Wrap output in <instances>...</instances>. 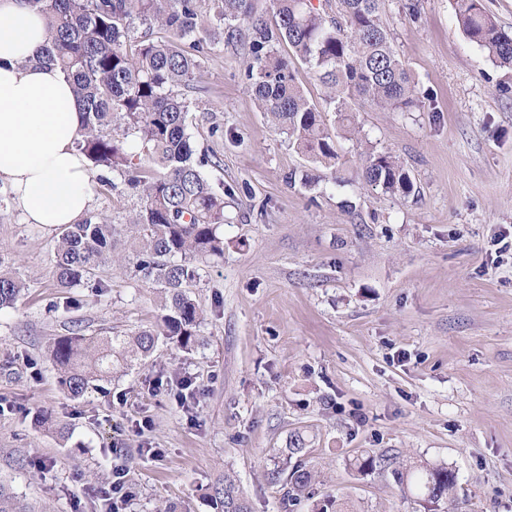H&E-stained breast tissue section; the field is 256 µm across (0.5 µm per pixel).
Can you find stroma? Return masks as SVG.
Masks as SVG:
<instances>
[{
	"label": "stroma",
	"mask_w": 512,
	"mask_h": 512,
	"mask_svg": "<svg viewBox=\"0 0 512 512\" xmlns=\"http://www.w3.org/2000/svg\"><path fill=\"white\" fill-rule=\"evenodd\" d=\"M415 2L417 15L406 4ZM393 46L422 108L357 106L363 142L337 138L341 183L289 185L314 172L258 112L233 40L202 60L189 132L224 190V256L189 291L206 344L159 342L107 397L65 398L47 345L69 329L131 333L157 296L119 246L103 292L56 288V231L0 211V258L25 294L0 310V481L41 512H106L115 469L130 512H214L234 473L252 512H311L328 493L352 512H412L388 473L357 475L366 450L444 461L454 512H512V71L458 28L453 0H383ZM398 156L417 185L403 198L357 175L365 145ZM196 393L179 401L175 378ZM55 411L59 438L37 423ZM312 500L289 508L273 480L295 433Z\"/></svg>",
	"instance_id": "1"
}]
</instances>
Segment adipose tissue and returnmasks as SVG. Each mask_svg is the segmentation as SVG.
Listing matches in <instances>:
<instances>
[{
    "label": "adipose tissue",
    "mask_w": 512,
    "mask_h": 512,
    "mask_svg": "<svg viewBox=\"0 0 512 512\" xmlns=\"http://www.w3.org/2000/svg\"><path fill=\"white\" fill-rule=\"evenodd\" d=\"M45 42V19L27 0H0V179L27 223L57 230L89 212L92 177L72 86L35 61Z\"/></svg>",
    "instance_id": "adipose-tissue-1"
}]
</instances>
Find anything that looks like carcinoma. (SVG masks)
I'll return each instance as SVG.
<instances>
[{
	"label": "carcinoma",
	"mask_w": 512,
	"mask_h": 512,
	"mask_svg": "<svg viewBox=\"0 0 512 512\" xmlns=\"http://www.w3.org/2000/svg\"><path fill=\"white\" fill-rule=\"evenodd\" d=\"M381 0H27L44 15L48 41L37 60L55 65L72 83L85 112L77 141L101 186L138 198L126 223L135 237L137 271L157 286L161 315L151 326L123 336H87L79 330L57 337L48 357L70 400L104 394L106 384L131 362L151 355L163 336L190 354L204 346L202 310L188 288L198 264L224 255V194L217 192L194 161L188 132L194 84L203 55L246 27L250 56L244 76L260 111L300 153L330 170L337 180L335 135L324 113L294 82L278 46L286 42L326 88V104L337 128L358 137L352 104L367 102L385 112H409L421 104L416 82L393 48L380 16ZM462 31L483 47L497 66L512 70V35L489 16L482 0H456ZM164 35L157 36L155 32ZM358 176L372 190L408 197L417 191L410 171L392 153L365 151ZM118 229L90 212L62 229L54 246L53 278L61 289L89 280L114 257ZM24 283L0 259V310L19 300ZM38 423L68 435V424L45 410ZM368 475L389 472L403 496L423 512H440L456 490L455 471L446 463L420 460L406 465L387 454H367L352 463ZM312 473L295 463L286 477L288 502L308 496ZM216 512H251L236 479L224 474L213 488ZM0 512H38L0 482ZM314 512H349L347 502L328 495Z\"/></svg>",
	"instance_id": "1"
}]
</instances>
